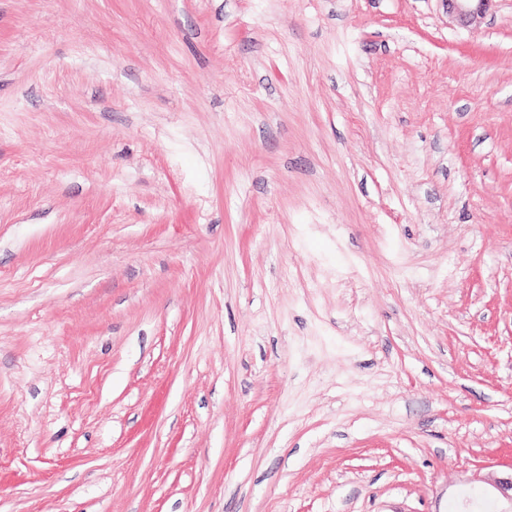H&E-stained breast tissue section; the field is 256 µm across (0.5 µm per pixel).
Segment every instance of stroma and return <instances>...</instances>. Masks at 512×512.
<instances>
[{
  "mask_svg": "<svg viewBox=\"0 0 512 512\" xmlns=\"http://www.w3.org/2000/svg\"><path fill=\"white\" fill-rule=\"evenodd\" d=\"M509 468L512 0H0V512ZM446 3L448 15L464 28L477 26L485 18L496 0H442Z\"/></svg>",
  "mask_w": 512,
  "mask_h": 512,
  "instance_id": "stroma-1",
  "label": "stroma"
}]
</instances>
